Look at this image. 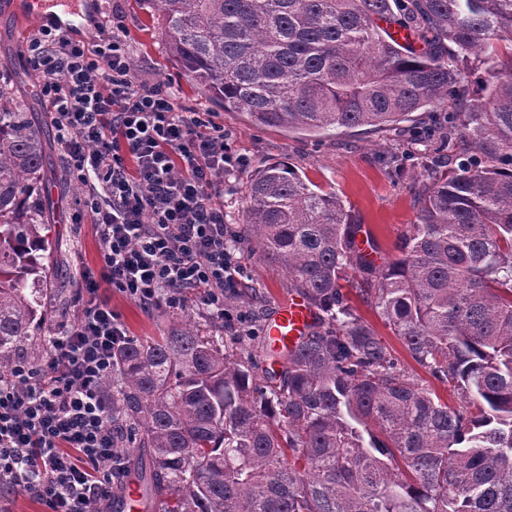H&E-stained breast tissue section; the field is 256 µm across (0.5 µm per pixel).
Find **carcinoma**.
<instances>
[{
  "mask_svg": "<svg viewBox=\"0 0 512 512\" xmlns=\"http://www.w3.org/2000/svg\"><path fill=\"white\" fill-rule=\"evenodd\" d=\"M183 75L260 127L398 128L437 141L391 262L356 243L336 194L271 162L243 240L318 311L259 354L181 323L112 356V443L160 512H512V0H142ZM412 39L399 42L393 27ZM487 75L475 96L460 62ZM46 143L0 84V378L52 352ZM411 358V378L344 288ZM355 290L351 294L352 304L357 310L358 314L362 316L366 321L371 323V325L375 328L377 333L382 337L385 343L390 348L394 357L398 360L399 365L402 369H404L408 375L414 378H422L426 381L430 382V385L434 387L438 393V395L447 400L451 405H457L461 401V396L455 391H451L448 386H444L443 384L437 382L433 378H431L424 370H422L411 358L408 354L401 341L394 336L392 331L385 326L383 320L377 314V312L368 306L362 299L361 296H357Z\"/></svg>",
  "mask_w": 512,
  "mask_h": 512,
  "instance_id": "obj_1",
  "label": "carcinoma"
}]
</instances>
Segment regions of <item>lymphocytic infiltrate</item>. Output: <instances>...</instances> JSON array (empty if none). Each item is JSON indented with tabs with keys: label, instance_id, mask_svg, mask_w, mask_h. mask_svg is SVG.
<instances>
[{
	"label": "lymphocytic infiltrate",
	"instance_id": "lymphocytic-infiltrate-1",
	"mask_svg": "<svg viewBox=\"0 0 512 512\" xmlns=\"http://www.w3.org/2000/svg\"><path fill=\"white\" fill-rule=\"evenodd\" d=\"M120 9L93 40L56 24L25 51L49 105L71 180L99 240L100 273L81 271L82 305L63 319L54 350L0 378V491L44 512H88L112 495V397L103 386L128 334L98 298L101 283L144 309H179L187 290L224 317V289L243 268L224 222V177L245 166L211 113L139 77Z\"/></svg>",
	"mask_w": 512,
	"mask_h": 512
}]
</instances>
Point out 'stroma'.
Masks as SVG:
<instances>
[{
  "label": "stroma",
  "mask_w": 512,
  "mask_h": 512,
  "mask_svg": "<svg viewBox=\"0 0 512 512\" xmlns=\"http://www.w3.org/2000/svg\"><path fill=\"white\" fill-rule=\"evenodd\" d=\"M116 1L120 2L125 18L134 69L155 82L173 86L184 105L213 113L215 121L224 126V142L229 150L247 159V166L224 184V213L228 223H236L241 216L250 175L266 163L284 161L320 189L336 193L352 223L360 227L358 242L371 250L377 262L398 256L400 237L415 223L417 209L409 178L392 177L381 160L392 153L402 154L411 172H422L428 151L426 144L410 140L406 133L389 130L341 129L317 138L254 126L240 113L217 107L186 80L159 36L156 18L147 11L142 0H89L82 9L85 39H93L97 27L107 25ZM40 24L36 14H23L20 0H0V81L15 83L17 94L25 99L45 134L46 170L51 177V195L56 203L52 233L60 242L52 255L53 273L60 279L78 272L83 266L97 268L99 245L91 218H84L79 224L73 220L80 192L67 175L64 152L49 122L47 106L40 95L33 93L29 83L20 80L27 70L23 56L25 43ZM240 252L245 272L239 288L250 293L246 309L250 318L261 324L272 317L279 303L288 300L292 290L287 276L261 252L252 251L247 245L242 246ZM99 296L118 314L128 335L140 340L163 335L183 318L204 329L215 325L214 319L193 299L182 312L176 313L164 307L145 311L105 287L101 288ZM352 304L382 337L401 368L412 377H424V370L413 361L377 312L357 295L353 296Z\"/></svg>",
  "instance_id": "1"
}]
</instances>
